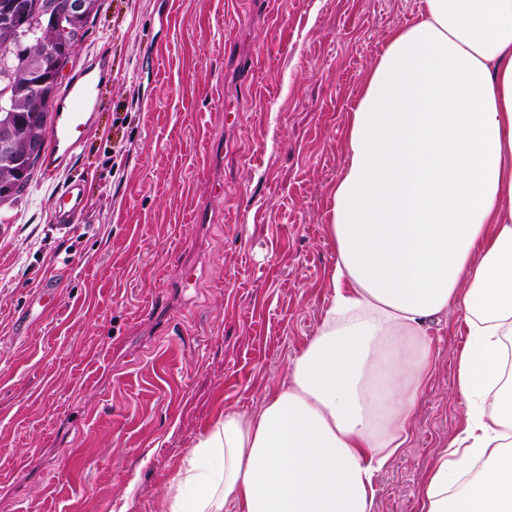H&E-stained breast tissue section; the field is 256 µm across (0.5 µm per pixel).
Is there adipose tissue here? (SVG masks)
Returning <instances> with one entry per match:
<instances>
[{"label":"adipose tissue","instance_id":"1","mask_svg":"<svg viewBox=\"0 0 512 512\" xmlns=\"http://www.w3.org/2000/svg\"><path fill=\"white\" fill-rule=\"evenodd\" d=\"M344 151L315 335L255 412L213 422L162 512H373L452 306L464 420L420 510L512 512V0H423L371 68Z\"/></svg>","mask_w":512,"mask_h":512}]
</instances>
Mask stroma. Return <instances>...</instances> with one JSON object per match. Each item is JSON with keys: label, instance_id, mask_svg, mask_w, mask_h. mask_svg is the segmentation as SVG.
Wrapping results in <instances>:
<instances>
[{"label": "stroma", "instance_id": "1", "mask_svg": "<svg viewBox=\"0 0 512 512\" xmlns=\"http://www.w3.org/2000/svg\"><path fill=\"white\" fill-rule=\"evenodd\" d=\"M421 8L101 0L64 72L109 59L97 123L63 170L0 205V512H160L219 414L253 412L282 380L330 298L347 115ZM72 183L88 211L62 233L52 213ZM458 324L452 309L431 330L374 512H419L460 429Z\"/></svg>", "mask_w": 512, "mask_h": 512}]
</instances>
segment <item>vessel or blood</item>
<instances>
[{
    "mask_svg": "<svg viewBox=\"0 0 512 512\" xmlns=\"http://www.w3.org/2000/svg\"><path fill=\"white\" fill-rule=\"evenodd\" d=\"M111 79L112 70L107 59L95 58L70 80L64 93L55 102L48 150L42 161L47 174L56 173L72 157L81 134L95 120L99 86ZM65 195L67 204L55 210L56 226L61 230L74 224L85 208L81 185L70 184Z\"/></svg>",
    "mask_w": 512,
    "mask_h": 512,
    "instance_id": "b4317fda",
    "label": "vessel or blood"
}]
</instances>
